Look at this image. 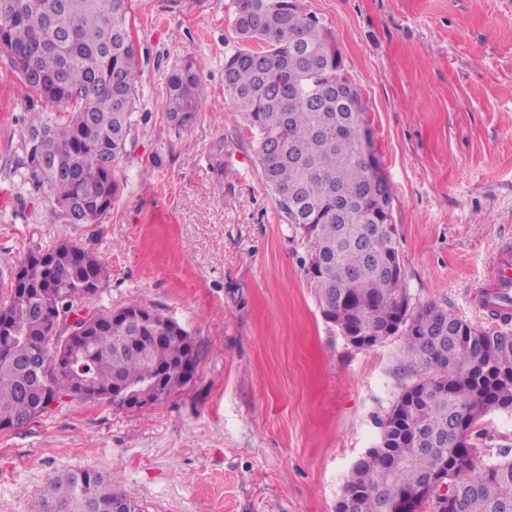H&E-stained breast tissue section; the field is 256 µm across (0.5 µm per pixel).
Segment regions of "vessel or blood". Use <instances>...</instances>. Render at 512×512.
Here are the masks:
<instances>
[{
  "instance_id": "obj_1",
  "label": "vessel or blood",
  "mask_w": 512,
  "mask_h": 512,
  "mask_svg": "<svg viewBox=\"0 0 512 512\" xmlns=\"http://www.w3.org/2000/svg\"><path fill=\"white\" fill-rule=\"evenodd\" d=\"M471 301L492 320L512 323V240H500L486 272L471 294Z\"/></svg>"
}]
</instances>
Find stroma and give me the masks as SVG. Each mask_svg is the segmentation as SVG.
Instances as JSON below:
<instances>
[{"instance_id":"obj_1","label":"stroma","mask_w":512,"mask_h":512,"mask_svg":"<svg viewBox=\"0 0 512 512\" xmlns=\"http://www.w3.org/2000/svg\"><path fill=\"white\" fill-rule=\"evenodd\" d=\"M300 3L367 105L413 306L489 325L470 291L512 234V0ZM127 23L139 122L98 224L53 219L25 182V120L44 105L0 52V270L62 240L90 249L110 269L94 308L161 309L198 366L159 405L66 400L0 431V512H42L47 480L84 467L141 512H336L410 382L403 338L357 348L324 319L258 137L224 97L232 0H129ZM186 59L206 96L174 119L166 79Z\"/></svg>"}]
</instances>
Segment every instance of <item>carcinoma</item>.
<instances>
[{"mask_svg":"<svg viewBox=\"0 0 512 512\" xmlns=\"http://www.w3.org/2000/svg\"><path fill=\"white\" fill-rule=\"evenodd\" d=\"M0 0V47L11 72L55 120L31 112L29 144L50 164L27 167L26 180L64 223L89 213L98 224L120 187L117 164L127 152L137 119L135 45L126 41L128 0ZM233 27L243 46L224 58V95L257 132L260 176L285 223L307 244V274L322 314L337 329L373 336L389 324L404 338L415 381L380 420L376 449L353 465L336 512H512V447L499 444L476 467L472 434L495 412L512 415V328L477 327L433 305L417 309L401 267L394 191L377 156L362 137L370 128L358 95L336 91L342 60L328 44L327 28L292 0H234ZM205 88L192 62L167 76L168 112L195 111ZM0 278V422L42 416L51 404L76 394L72 373L53 369L47 379L29 369L31 346L49 331L29 314L66 301L87 302L88 290L109 279L106 263L70 241L28 253ZM98 333L83 345L86 366L104 401L112 384H132L146 400L160 366L171 371V391L185 386L177 369L188 354L190 333L159 309L131 301L100 310ZM166 337L145 359L153 337ZM425 446L430 452L416 456ZM390 479L382 481L386 468ZM445 470L453 496L437 507L422 491L431 474ZM128 496L90 468L50 478L43 507L53 512H112Z\"/></svg>","mask_w":512,"mask_h":512,"instance_id":"cac0c4a2","label":"carcinoma"}]
</instances>
